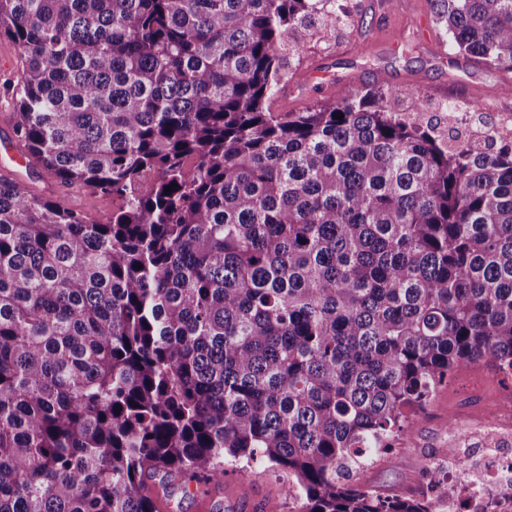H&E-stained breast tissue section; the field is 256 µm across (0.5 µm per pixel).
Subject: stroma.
<instances>
[{
	"label": "stroma",
	"instance_id": "35a3bbf8",
	"mask_svg": "<svg viewBox=\"0 0 512 512\" xmlns=\"http://www.w3.org/2000/svg\"><path fill=\"white\" fill-rule=\"evenodd\" d=\"M346 16L334 30L305 39L291 55L272 108L299 111L345 89L391 91V107L406 113V88H419L428 100L425 114L447 123V106L468 112L479 107L484 122L500 126L512 119V71L480 60L456 55L448 33L430 9L429 0H341ZM0 56L10 62L0 74V119L15 116L20 92L18 77L23 58L12 43L0 40ZM25 184L35 193L51 197L69 208L104 217L112 213L111 198L91 194L77 185L66 186L39 165L28 168ZM512 398V379L504 378L487 363L477 362L437 387L415 415L410 432L399 434L390 453L376 456L354 474L357 483L372 489L420 498L430 492L427 468L449 462V420L481 414L492 417L500 401ZM224 512L237 503L249 512H300L301 502L286 479L259 462L230 468L224 478Z\"/></svg>",
	"mask_w": 512,
	"mask_h": 512
}]
</instances>
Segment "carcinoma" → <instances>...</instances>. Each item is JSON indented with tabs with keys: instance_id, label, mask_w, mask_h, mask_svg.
Here are the masks:
<instances>
[{
	"instance_id": "cac0c4a2",
	"label": "carcinoma",
	"mask_w": 512,
	"mask_h": 512,
	"mask_svg": "<svg viewBox=\"0 0 512 512\" xmlns=\"http://www.w3.org/2000/svg\"><path fill=\"white\" fill-rule=\"evenodd\" d=\"M512 71V0H430ZM336 0H0L21 140L118 200L0 176V512H160L145 474L263 460L303 512H437L351 480L437 385L512 378V138L347 89L274 112ZM154 174L143 184V175ZM170 194H165L166 187ZM29 163L32 166L28 167L27 173L24 172L23 181L33 192L51 197L69 208L86 210L103 217L112 214L115 201L112 202L111 197L93 195L77 185H62L50 177L34 159L30 158Z\"/></svg>"
}]
</instances>
